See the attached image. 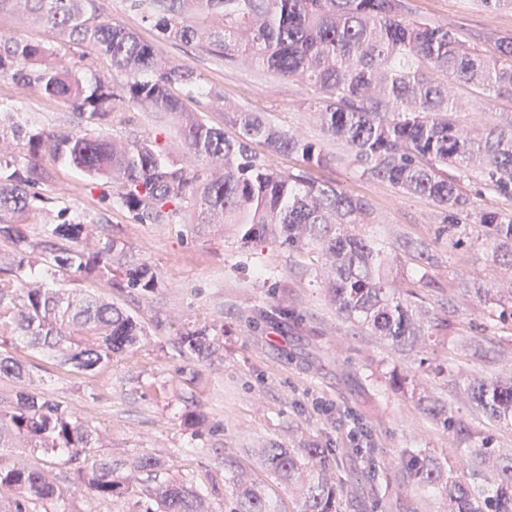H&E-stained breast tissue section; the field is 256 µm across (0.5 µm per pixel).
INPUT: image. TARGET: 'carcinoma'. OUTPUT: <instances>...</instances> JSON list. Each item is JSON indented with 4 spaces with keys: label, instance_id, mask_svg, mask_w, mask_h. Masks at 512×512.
<instances>
[{
    "label": "carcinoma",
    "instance_id": "obj_1",
    "mask_svg": "<svg viewBox=\"0 0 512 512\" xmlns=\"http://www.w3.org/2000/svg\"><path fill=\"white\" fill-rule=\"evenodd\" d=\"M158 38L196 43L231 67L249 61L260 71L296 80L318 93L314 103L326 135L348 150L361 176L389 183L400 193L431 200L440 223L467 235L471 225L494 262L512 269V215L477 207L490 192L512 199V116L476 133L458 119L461 105L454 85H470L485 95L512 98V36L488 33V56L477 38L459 29L419 18L411 0H126ZM27 18L85 43L123 70L128 80L118 91L104 80L87 82L50 62L53 48L17 37L0 36V78L23 90L64 102L82 120L80 131L9 126L29 146V159L0 164V213L25 211L31 190L44 174L34 158L51 154L90 177L114 172L122 182L118 199L141 223H159L175 214L167 207L193 200V224L232 227L240 240L271 239L289 250L318 249L328 264V293L336 311L355 332H367L396 348H414L426 330L451 326L453 298L442 315L411 301L416 293L390 278L392 261L385 247L354 230L371 216L365 199L321 180L313 171L342 159L321 145L286 132L264 115L224 101L221 89L201 92L224 102V121L233 138L208 125L188 107L179 91L196 85L194 71L164 56L160 45L102 15L97 0H0ZM159 115L179 119L183 141L205 167L191 173L147 140L115 139L104 132L116 99ZM271 155L300 158V168L284 173ZM87 225L51 224L33 245L20 227L0 221V241L11 246L12 262L0 264V325L14 326L31 346L55 355L71 371L94 373L115 356L133 352L143 326L112 302L77 300L75 281L95 276L112 287L151 293L160 277L149 263L128 252L111 236L93 250L83 245ZM66 274L58 288L28 276L31 254ZM400 249L410 259L430 260L428 245L407 239ZM479 301L512 319V291L505 294L474 285ZM180 351L191 361L207 358L215 347L207 328H186ZM0 377L17 383L12 410L0 411V448L62 451L72 478H59L19 460L0 462V488L17 496L0 512H30L34 501L67 500L81 493L112 499L128 487L116 479L117 464L95 451L99 436L73 407L28 385L33 379L19 360L0 355ZM471 403L496 426L512 427V379L482 380L467 388ZM426 413L456 428L445 406ZM468 477L419 451L398 474L382 481L370 476L366 494L390 496L395 486L413 485L440 495L441 512H512V454L493 448H467ZM265 465L276 480L296 489L301 512H363L360 497L343 498V483L331 480L339 468L316 447H272ZM235 489L231 512H279L264 490L228 471ZM140 512H211L206 496L164 482L147 490Z\"/></svg>",
    "mask_w": 512,
    "mask_h": 512
}]
</instances>
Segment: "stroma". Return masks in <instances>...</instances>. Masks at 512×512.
<instances>
[{"label": "stroma", "instance_id": "1", "mask_svg": "<svg viewBox=\"0 0 512 512\" xmlns=\"http://www.w3.org/2000/svg\"><path fill=\"white\" fill-rule=\"evenodd\" d=\"M106 14L159 42L165 56L193 70L201 88L223 90L226 99L265 113L284 130L337 150L310 107L305 85L240 65L224 66L196 45L158 41L157 32L128 11L124 0H100ZM419 16L452 24L478 35L512 36V5L484 10L478 0H413ZM51 45L53 62L87 81L113 86L127 81L109 60L83 58L81 47L51 28L32 24L10 11L0 12V36ZM467 106L460 120L482 130L512 112V101H484L463 92ZM0 114L6 121L45 130L80 129L81 120L62 102L36 92H21L0 78ZM110 136L148 139L168 150L189 170L200 164L188 154L174 118L158 117L119 100L106 126ZM45 178L29 208L16 216L31 242L44 238L47 225L77 220L111 231L137 257L158 271V290L128 295L106 283L87 280L84 292L103 297L138 318L146 335L132 356L108 368L77 374L37 348L0 329V354L32 366L44 392L77 408L96 429L100 453L119 464L120 477H133L129 495L107 501L75 497L69 504L43 501L32 512H138L145 483L133 476L134 464L147 455L161 458L158 481H177L209 493L211 512H227L234 492L224 481L225 461L234 462L248 481L264 486L281 512H300L302 499L287 485L271 480L263 448L316 445L341 459L347 495L360 492L370 469L394 473L418 450L456 464L463 452L451 432L417 403L420 392L434 395L454 419L475 434V447L490 444L512 449V428L493 427L475 412L462 393L474 379H490L512 370V329L488 316L469 294L472 284L503 288L511 272L493 262L476 237L455 245L447 225L426 199L395 191L388 183L361 178L350 159L321 170L323 179L364 196L372 215L360 225L393 257L395 279L425 278L418 290L428 310L454 298L457 314L450 330L454 343H433L397 351L369 335H351L324 289V263L318 254L288 252L271 239L243 243L221 226L194 229L192 206L156 224L135 221L117 200L113 178L94 179L52 156L38 159ZM406 237L426 240L431 260L404 261L397 248ZM207 326L217 331L218 353L189 363L177 344L178 332ZM405 375L399 390L386 383L392 373ZM364 426L375 454L356 455L348 439L346 417Z\"/></svg>", "mask_w": 512, "mask_h": 512}]
</instances>
